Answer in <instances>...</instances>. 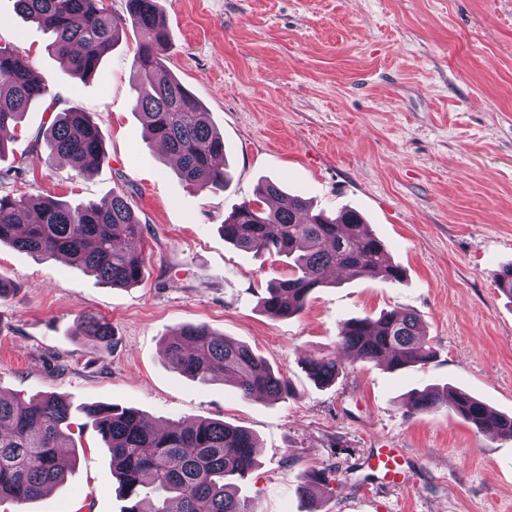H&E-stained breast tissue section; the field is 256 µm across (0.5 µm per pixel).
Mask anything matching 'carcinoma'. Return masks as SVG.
<instances>
[{"instance_id": "obj_1", "label": "carcinoma", "mask_w": 512, "mask_h": 512, "mask_svg": "<svg viewBox=\"0 0 512 512\" xmlns=\"http://www.w3.org/2000/svg\"><path fill=\"white\" fill-rule=\"evenodd\" d=\"M127 13L144 34L134 59L137 82L151 91L137 96L135 110L148 136L177 160L180 178L203 190L223 188L226 168L214 164L224 156V138L211 126L200 101L171 74L162 51L169 33L160 21L157 0H126ZM21 15L53 36L52 50L72 74L89 79L112 50L126 18L112 14L105 0H15ZM49 89L43 76L7 46H0V130L18 123ZM50 153L67 159L78 175L88 177L104 157L102 132L83 112L56 113L43 132ZM265 206L243 203L220 225L224 241L260 255L286 257L289 274L270 282L261 306L276 318L297 315L309 295L326 284L325 273L342 268L354 277L381 276L399 283L402 269L385 245L363 224L361 215L345 208L331 218L314 212L301 197L273 182L258 189ZM143 227L123 193L72 207L24 194L0 195V244L36 259L64 255L112 287L140 282L145 259L136 248ZM497 288L512 299V265L497 274ZM84 335L95 347H111L112 330L101 318L81 315ZM171 367L202 384L229 381L238 394L260 393L277 401L291 395L289 383L249 346L218 334L203 324L181 326L165 343ZM348 354L391 370L425 366L437 357L422 331L420 319L400 308L379 317L352 318L342 323L332 352H317L304 369L317 384L329 386L346 369ZM449 407L479 433L512 438V417L491 411L461 391H415L409 410L430 412ZM86 416L112 454L125 512H252L237 497V483L256 464V442L245 430L221 420L199 419L158 427L133 409L89 405ZM69 404L50 394L5 397L0 394V499L31 501L45 488L64 480L58 458L71 447ZM325 472L306 473L299 493L312 500Z\"/></svg>"}]
</instances>
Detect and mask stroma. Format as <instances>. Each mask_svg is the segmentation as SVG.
<instances>
[{"label": "stroma", "mask_w": 512, "mask_h": 512, "mask_svg": "<svg viewBox=\"0 0 512 512\" xmlns=\"http://www.w3.org/2000/svg\"><path fill=\"white\" fill-rule=\"evenodd\" d=\"M169 71L224 138L232 180L200 190L146 132L134 109V55L125 36L83 81L64 71L50 34L0 0V46L45 78L59 108L87 113L105 158L87 178L50 157L31 107L0 143V170L23 181L0 194L70 205L124 193L143 225L145 272L128 288L102 284L60 259L4 245L0 276V392L72 403L76 460L66 480L0 512H123L110 456L83 406L132 408L157 424L217 419L249 431L257 464L239 482L253 512H512V439L476 432L450 408L408 413L412 392L451 386L512 416V300L495 284L512 263V0H158ZM278 183L334 215L354 208L405 276L330 272L298 315L260 305L275 261L226 243L220 226L258 185ZM415 313L437 358L393 371L349 362L321 387L302 360L333 348L350 318ZM92 313L112 328L109 350L79 329ZM204 324L249 345L293 394L241 399L233 385L173 370L165 340ZM400 455L398 484L377 449ZM328 471L316 502L303 473Z\"/></svg>", "instance_id": "1"}]
</instances>
